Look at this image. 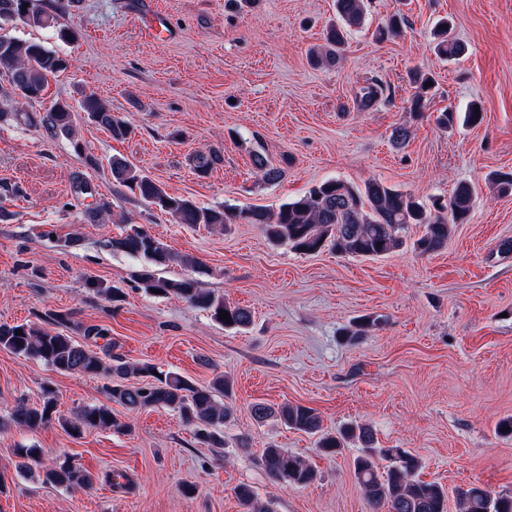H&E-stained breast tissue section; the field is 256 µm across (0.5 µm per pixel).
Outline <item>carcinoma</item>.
Wrapping results in <instances>:
<instances>
[{
	"label": "carcinoma",
	"instance_id": "cac0c4a2",
	"mask_svg": "<svg viewBox=\"0 0 512 512\" xmlns=\"http://www.w3.org/2000/svg\"><path fill=\"white\" fill-rule=\"evenodd\" d=\"M73 0H0V73L7 76L11 93L0 103V112H17L19 105L43 98L49 80L58 77L68 68L67 59L39 42H26L11 37L3 30L22 24L29 27H59L63 40L76 39L77 32L64 24L70 14ZM336 23L325 34V46L314 54L318 65L333 66L341 58L347 43V34L364 25L366 0H335ZM402 19L394 16L379 27L380 40L395 38L401 33ZM435 49L445 57H460L465 48L451 35L448 21L439 22L435 31ZM417 91L410 100V109L416 116L426 109L425 98L430 82L426 75L416 77ZM383 95V84L370 79L362 89L360 106L369 109ZM82 111L97 126L107 130L112 138L121 140L133 132L132 124L112 113V108L93 93H85L78 107L66 101L55 100L40 116V125L54 136L74 135L75 112ZM220 161L215 153L199 152L193 157L195 170L206 174ZM253 166L256 175L265 182H275L283 170L262 155H255ZM115 182L129 188L144 202L170 214L179 224L190 227L204 224L208 227L226 224H256L268 240L286 244L291 249L312 254L331 243L340 252L363 258H375L403 245L400 233L409 224L424 226V234L415 243L423 254L435 253L448 245L451 226L462 224L469 217L475 203L474 188L460 183L448 196L447 202L434 199L426 204L408 193L401 192L381 181L370 180L359 188L339 179L327 180L313 187L300 199L282 204L278 212L269 213L264 208L252 207L236 210L198 206L193 200L172 196L163 186L142 173L125 159L114 157L109 162ZM75 198L95 199L86 216L95 222L112 214V202L96 197V191L82 177L72 181ZM112 251L123 252L145 261L147 268L138 275V282L148 293L162 291L173 295L210 314L211 319L230 330L248 328L253 320L247 308L232 305L224 298L198 287L191 277L179 279L161 275L173 263L193 266L197 260L174 254L166 244L144 226L131 224L125 234L106 242ZM85 286L106 299L119 303L123 292L108 283L89 278ZM226 311L231 321L219 319V311ZM378 318L364 315L353 321L355 330L346 335H366L377 325ZM21 334H16V331ZM0 349L16 355L43 361L58 372L97 375L107 373L112 377L109 394L112 401L130 411L147 408H167L176 412L182 422L192 429L194 439L213 448L224 447V423L231 415V408L224 404L230 380L222 375L208 386H197L176 372H163L153 365L131 364L118 354H107L111 364L72 337L57 331L35 329L26 323L0 324ZM148 379L146 383H132L130 378ZM56 396L50 388L43 389L41 405L18 402L9 416L0 420V430L15 426L20 429H38L58 420L59 425L74 436L84 430L96 428L124 432L128 424L121 421L105 404L87 405L75 411L70 418H56ZM254 419L263 422L270 417L281 419L288 427L318 436L317 447L325 455H336L345 449L348 441L359 438L363 447L353 458V476L360 485L368 503L375 509L387 512H447L448 493L434 481L420 476L422 462L404 448H379L374 445L373 432L368 426L346 424L335 432L322 430L320 419L313 409L303 405H285L274 410L258 402L251 408ZM22 458L18 468L31 470L42 467L38 477L42 482L73 490H85L93 485L92 475L77 466L69 457L58 458L43 464L35 448H19ZM386 465L381 467L379 462ZM262 464L268 476L279 484L305 487L317 479L316 470L300 457L285 448L270 445L264 449ZM235 495L243 512H273L270 503L262 501L251 486L236 487ZM462 512H512V493L492 494L480 486L456 490Z\"/></svg>",
	"mask_w": 512,
	"mask_h": 512
}]
</instances>
